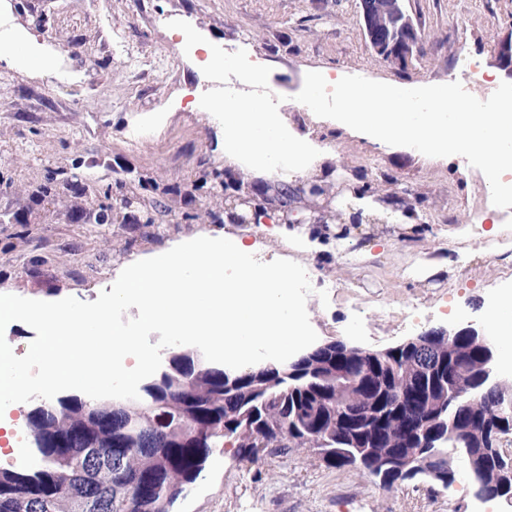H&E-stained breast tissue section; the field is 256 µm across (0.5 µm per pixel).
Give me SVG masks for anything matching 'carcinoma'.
Instances as JSON below:
<instances>
[{
    "label": "carcinoma",
    "instance_id": "cac0c4a2",
    "mask_svg": "<svg viewBox=\"0 0 512 512\" xmlns=\"http://www.w3.org/2000/svg\"><path fill=\"white\" fill-rule=\"evenodd\" d=\"M167 365L139 387V399L112 404L64 395L54 402L35 403L26 414L41 466L35 471L0 468V512H89L83 505L99 501L100 512H172L200 477L217 448H233L239 462H256L254 448L269 454L305 448L333 468L346 465L371 476L391 490L409 482L438 484L420 466L408 474L404 462L393 459L395 449L420 462L432 455L434 466L455 482L457 452L466 454L470 484L479 499L499 498L492 474L512 461V448L484 451L487 433L448 408V358L460 360L467 378L481 372L478 354L463 340L438 355L417 354L400 346L380 362L377 372L352 371L353 384L333 392L334 409L327 410L325 428L331 435L314 434L304 414L321 406L320 379L333 358L326 352L306 361L290 390L271 383L265 398L251 401L249 384L224 390V365L201 362L198 349H167ZM410 392L420 409L431 439L406 436L399 398ZM250 415L233 420L239 406ZM350 407L356 440L371 449L348 464L336 459V409ZM498 408L495 389L474 392L470 409L490 414Z\"/></svg>",
    "mask_w": 512,
    "mask_h": 512
}]
</instances>
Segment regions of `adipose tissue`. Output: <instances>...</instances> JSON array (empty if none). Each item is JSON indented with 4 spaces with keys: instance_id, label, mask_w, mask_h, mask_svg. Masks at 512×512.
<instances>
[{
    "instance_id": "adipose-tissue-1",
    "label": "adipose tissue",
    "mask_w": 512,
    "mask_h": 512,
    "mask_svg": "<svg viewBox=\"0 0 512 512\" xmlns=\"http://www.w3.org/2000/svg\"><path fill=\"white\" fill-rule=\"evenodd\" d=\"M213 107L224 120L225 154L247 159L259 169L287 165L292 180L311 173L319 147L282 132L278 111L234 98L214 101Z\"/></svg>"
}]
</instances>
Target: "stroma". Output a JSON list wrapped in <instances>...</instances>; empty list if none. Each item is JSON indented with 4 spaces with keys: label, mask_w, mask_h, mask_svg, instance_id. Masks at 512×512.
I'll return each instance as SVG.
<instances>
[{
    "label": "stroma",
    "mask_w": 512,
    "mask_h": 512,
    "mask_svg": "<svg viewBox=\"0 0 512 512\" xmlns=\"http://www.w3.org/2000/svg\"><path fill=\"white\" fill-rule=\"evenodd\" d=\"M357 0H0V294L43 301L85 302L110 290L131 261L200 236L230 233L252 244L256 259L289 258L312 277L335 284L307 299L319 341L365 349L395 346L426 330L485 325L489 303L502 297L512 262L481 255L478 237L449 229L485 217L512 222L491 202L484 175L458 157L432 158L403 146H381L317 117L296 100L307 72L358 75L379 82L444 84L462 59L489 61L512 32V0H409L421 31L412 67L379 59L361 30ZM207 36L216 52L229 45L261 57L265 81L241 80L234 98L274 102L284 130L321 142L324 152L305 189L315 183L335 196L341 222L311 253L258 233L253 224H224V197L204 176L228 171L245 187L279 181L286 167L251 168L224 153V128L207 102L224 96V74L198 70L171 25ZM64 56L55 73L20 63L22 34ZM142 184L144 198L166 211L145 221L140 205L121 224H100L101 203L118 202L119 182ZM405 192L393 206L390 192ZM377 206L366 217L380 239L371 257L340 251L354 228L356 196ZM414 226L398 237L391 213ZM456 259L453 276L423 277L414 264ZM417 307L418 322L401 308ZM456 481L429 490L409 483L391 490L352 468H331L304 449L246 465L214 451L175 512H474L465 459Z\"/></svg>",
    "instance_id": "stroma-1"
}]
</instances>
